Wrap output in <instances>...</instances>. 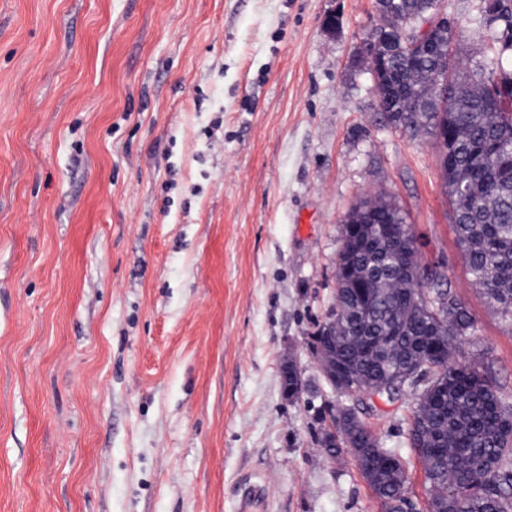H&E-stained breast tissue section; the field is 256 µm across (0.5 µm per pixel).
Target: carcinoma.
Instances as JSON below:
<instances>
[{
    "instance_id": "obj_1",
    "label": "carcinoma",
    "mask_w": 512,
    "mask_h": 512,
    "mask_svg": "<svg viewBox=\"0 0 512 512\" xmlns=\"http://www.w3.org/2000/svg\"><path fill=\"white\" fill-rule=\"evenodd\" d=\"M382 6L409 20L442 7V0H380ZM500 8L495 41L512 50V0H496ZM454 28L428 55L401 44L389 48L376 25L362 39V49L375 57L386 52L385 74L378 87L392 111L383 122L412 138L437 136L448 123L453 168L441 164L451 206L456 240L475 285L482 288L500 315L512 321V178L499 175L496 162L482 158L477 147L494 141L498 153L512 157V124L497 122L484 103L481 70L498 69L503 92L512 99V73L492 53L475 69L468 68ZM448 70V96L426 106L443 70ZM360 224L377 249H346L340 263L350 278L336 277L334 304L312 338L335 349L336 364L352 372L360 388L393 381L404 366L426 358L440 368L435 388L415 394L416 409L409 443L421 460L431 489V507L440 512H512V410L501 400L492 380L478 368L455 359L459 342L474 329L468 308L457 303L439 320L421 303L429 291L412 266L403 265L400 246L416 243L403 210L390 198L364 199L347 214ZM406 237L392 240L386 227ZM397 326L399 335L387 337ZM358 442L375 449V465L363 476L382 512H401L407 482L405 458L382 446L372 430H360Z\"/></svg>"
}]
</instances>
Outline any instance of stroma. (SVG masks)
Wrapping results in <instances>:
<instances>
[{
  "mask_svg": "<svg viewBox=\"0 0 512 512\" xmlns=\"http://www.w3.org/2000/svg\"><path fill=\"white\" fill-rule=\"evenodd\" d=\"M445 5L480 64V0ZM376 23L374 0H0V512H235L253 475L256 512H381L317 441L343 406L426 512L415 400L331 389L311 347L343 220L379 195L474 317L456 359L512 405L437 143L375 108Z\"/></svg>",
  "mask_w": 512,
  "mask_h": 512,
  "instance_id": "obj_1",
  "label": "stroma"
}]
</instances>
